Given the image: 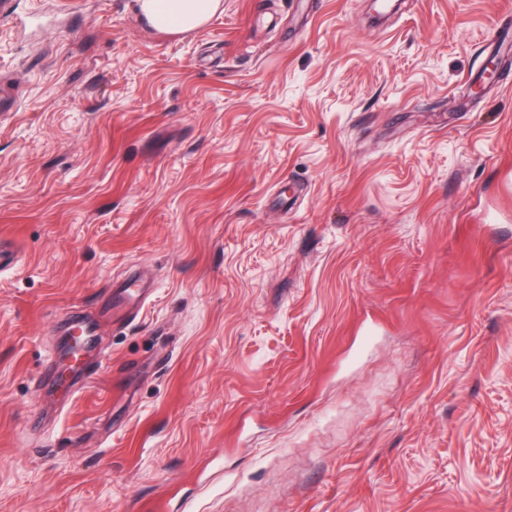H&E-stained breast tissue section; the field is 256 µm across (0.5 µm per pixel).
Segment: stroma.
Segmentation results:
<instances>
[{"label": "stroma", "mask_w": 512, "mask_h": 512, "mask_svg": "<svg viewBox=\"0 0 512 512\" xmlns=\"http://www.w3.org/2000/svg\"><path fill=\"white\" fill-rule=\"evenodd\" d=\"M17 3L0 512H512V0ZM140 12L157 30L183 32L204 25L218 11L220 0H137ZM113 288L109 302V311L125 310L134 300L139 299L143 295H149L153 287L149 282L143 283L139 280L136 290H130V287L125 283L114 285ZM69 328L78 336L81 350L79 354L73 356V364L69 366L72 372L71 378L66 381L62 379L58 380L59 385L56 392L64 400L73 398L76 395L75 379L81 374L89 375L91 373V371L87 370L85 367L82 356L83 352L93 344L95 336L97 335L95 323L83 318L73 320Z\"/></svg>", "instance_id": "stroma-1"}]
</instances>
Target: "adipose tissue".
<instances>
[{
  "instance_id": "1",
  "label": "adipose tissue",
  "mask_w": 512,
  "mask_h": 512,
  "mask_svg": "<svg viewBox=\"0 0 512 512\" xmlns=\"http://www.w3.org/2000/svg\"><path fill=\"white\" fill-rule=\"evenodd\" d=\"M138 6L155 29L183 32L209 21L220 8L221 0H138Z\"/></svg>"
}]
</instances>
